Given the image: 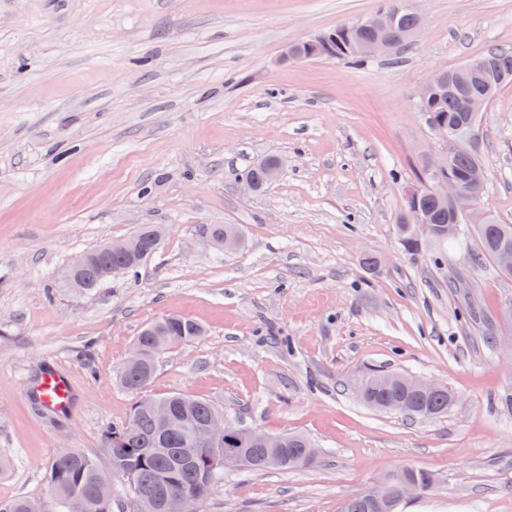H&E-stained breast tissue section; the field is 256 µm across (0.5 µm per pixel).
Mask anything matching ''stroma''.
<instances>
[{"mask_svg": "<svg viewBox=\"0 0 512 512\" xmlns=\"http://www.w3.org/2000/svg\"><path fill=\"white\" fill-rule=\"evenodd\" d=\"M382 0H0V500H48L47 466L101 455L106 426L142 396L182 393L271 435L299 433L319 460L293 472L228 470L204 512H340L384 474H435L400 512H512V351L486 343L512 279L472 269L476 241L411 254L395 219L441 144L419 110L436 71L512 48V0H407L414 45L356 67L288 61L284 49L374 14ZM483 204L512 224V84L481 114ZM284 166L260 192L240 175ZM157 253L92 294L72 259L139 225ZM238 225L241 246L210 229ZM379 259L365 269V254ZM481 322L462 320L466 306ZM179 315L199 339L161 355L145 394L116 374L151 321ZM288 347H280V339ZM454 392L447 415L411 418L357 397L375 371ZM55 371L63 414L32 393Z\"/></svg>", "mask_w": 512, "mask_h": 512, "instance_id": "obj_1", "label": "stroma"}]
</instances>
